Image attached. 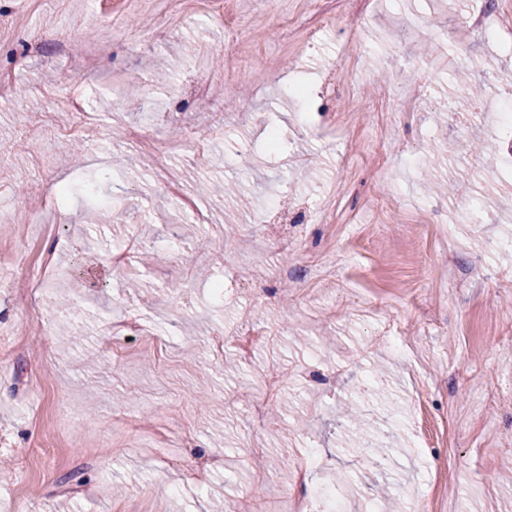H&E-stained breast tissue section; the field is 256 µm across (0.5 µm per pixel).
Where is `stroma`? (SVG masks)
I'll use <instances>...</instances> for the list:
<instances>
[{"label":"stroma","instance_id":"stroma-1","mask_svg":"<svg viewBox=\"0 0 512 512\" xmlns=\"http://www.w3.org/2000/svg\"><path fill=\"white\" fill-rule=\"evenodd\" d=\"M332 2L312 32L309 0H206L171 25L165 0H0V512H284L286 475L311 452L313 485L348 512H377L386 488L408 506L430 491L436 512H512V167L469 149L512 143L495 120L512 99V0H488L491 28L461 41L474 0ZM404 69L424 78L408 120L385 109ZM462 71L482 90L461 119L448 98ZM75 86L95 118L82 140ZM430 150L460 193L427 191ZM89 182L101 202L75 195L16 224L33 190ZM277 197L287 252L254 220ZM334 197L335 223L311 222ZM51 224L65 276L30 305L24 270ZM446 265L463 286H443ZM130 308L152 332L114 343ZM249 321L265 334L244 362ZM380 364L378 463L346 448L340 420ZM204 453L224 465L201 481Z\"/></svg>","mask_w":512,"mask_h":512}]
</instances>
